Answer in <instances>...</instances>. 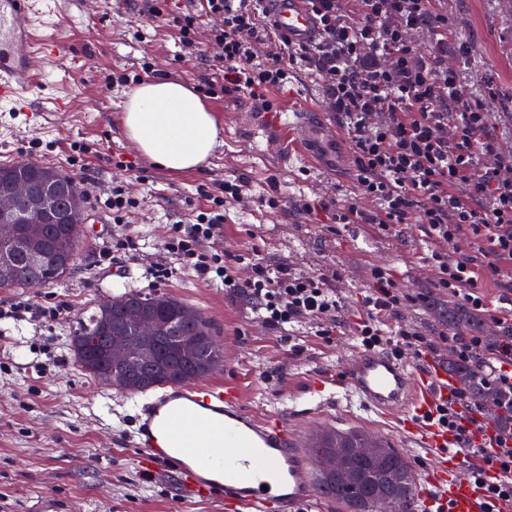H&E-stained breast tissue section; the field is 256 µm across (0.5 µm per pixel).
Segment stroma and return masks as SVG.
I'll list each match as a JSON object with an SVG mask.
<instances>
[{
    "instance_id": "35a3bbf8",
    "label": "stroma",
    "mask_w": 512,
    "mask_h": 512,
    "mask_svg": "<svg viewBox=\"0 0 512 512\" xmlns=\"http://www.w3.org/2000/svg\"><path fill=\"white\" fill-rule=\"evenodd\" d=\"M440 8L455 42L469 47L465 55L449 52V60L477 99L497 94V138L503 151H512V0H441ZM32 24L39 39L61 34L70 49L48 63L39 44L30 45L37 82L28 98L36 111L0 104V167L20 161L28 143L37 141L41 147L31 161L73 177L91 197L69 273L37 289L0 288V304L70 307L58 321L36 317L0 325V512H225L220 499L184 492L172 473H142L140 451L132 445L133 402L89 377L70 351L82 316L128 289L165 293L212 321L224 344V362L211 378L235 386L248 413L280 416L304 440L327 428L365 430L404 453L414 473H421L428 450L402 432L397 416L344 399L311 411L300 396L307 381L336 374L358 355L353 323H345L330 343L316 338V325L308 320L283 339L254 317L250 303L230 296L221 284L187 270L163 282L146 276L153 265L171 260L163 248L171 225L191 223L205 207L200 188L241 180L247 198L225 212L229 247L260 244L270 267L285 266L297 275L339 273L336 290L351 306L369 285L371 264L386 265L407 289L427 297L401 310L400 325L437 341L434 353L411 358V366L444 364L452 355L446 339L455 330L426 260L435 245L421 227L405 225L398 237L366 224L349 225L338 236L328 233L326 213L307 214L302 206L345 199L353 173L328 175L306 162H285L278 130L257 132L260 116L241 96L206 99L220 143L200 168L171 171L145 157L123 122L137 86L122 79L142 76L149 60L167 79L198 88L223 53L208 40L209 17L199 19L197 57L183 52L166 20L144 13L142 0H37ZM273 97L283 111L329 110L318 79L305 68L291 70ZM76 144L80 159L73 163ZM118 183L138 201L119 227L106 204ZM272 194L280 197V209L263 206ZM122 229L136 238L138 250L104 258L112 235Z\"/></svg>"
}]
</instances>
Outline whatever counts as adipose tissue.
Here are the masks:
<instances>
[{
    "label": "adipose tissue",
    "instance_id": "adipose-tissue-1",
    "mask_svg": "<svg viewBox=\"0 0 512 512\" xmlns=\"http://www.w3.org/2000/svg\"><path fill=\"white\" fill-rule=\"evenodd\" d=\"M124 124L146 157L172 171L204 164L219 137L211 112L196 94L169 80L142 83L128 102Z\"/></svg>",
    "mask_w": 512,
    "mask_h": 512
}]
</instances>
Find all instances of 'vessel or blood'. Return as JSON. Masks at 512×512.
<instances>
[{"instance_id": "b4317fda", "label": "vessel or blood", "mask_w": 512, "mask_h": 512, "mask_svg": "<svg viewBox=\"0 0 512 512\" xmlns=\"http://www.w3.org/2000/svg\"><path fill=\"white\" fill-rule=\"evenodd\" d=\"M33 0H0V101L30 111L25 94L35 68L25 47L32 33ZM275 31L290 43L308 45L318 22L304 0H270ZM285 140L313 164L337 170L346 157L325 120L294 112L284 123ZM340 385L359 393L365 404L402 416L403 431L440 459L429 468L423 495L426 512H482L484 491L465 476L470 463L448 452L454 438L435 423L436 408L451 396L452 380L440 367L409 369L387 353L367 351L348 364ZM134 445L144 474L175 468L186 490L218 497L226 512H305L314 501L312 454L281 419L246 413L238 391L218 382L177 385L144 404Z\"/></svg>"}]
</instances>
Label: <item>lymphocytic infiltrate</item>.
<instances>
[{
    "label": "lymphocytic infiltrate",
    "instance_id": "lymphocytic-infiltrate-1",
    "mask_svg": "<svg viewBox=\"0 0 512 512\" xmlns=\"http://www.w3.org/2000/svg\"><path fill=\"white\" fill-rule=\"evenodd\" d=\"M320 26L310 45L273 38L261 17L260 0H185L172 15L182 47L197 44L200 15L215 18L211 41L223 45L218 77L205 82L206 97L236 93L262 112L272 111L271 92L281 88L290 68L312 70L344 130L354 158V191L331 214L330 233L351 224H369L400 234L403 225H420L437 245L428 262L434 285L449 303L482 313L486 284L512 279V153L497 142L489 103L472 99L459 70L449 65L453 34L440 0H306ZM425 28L434 41L420 50L409 39ZM266 46L258 56V46ZM207 205L192 224L173 225L164 243L173 264L150 269L157 281L189 270L250 300L271 330L308 319L315 335L331 342L345 304L325 275L297 276L267 265L259 247L247 251L224 245V207L242 202L239 181H225L206 192ZM477 244V254L461 249ZM246 265L248 278L236 270ZM383 265H372L371 285L355 321L362 350L390 348L394 359L422 357L434 344L421 331L399 326L400 309L421 302ZM455 358L472 361L484 354L494 383L512 392V333L491 351L477 336H452ZM437 421L454 436L458 451L472 456L470 481L485 491V512H499L512 500V433L493 431V444L473 445L470 433L482 406L453 392L437 409Z\"/></svg>",
    "mask_w": 512,
    "mask_h": 512
}]
</instances>
